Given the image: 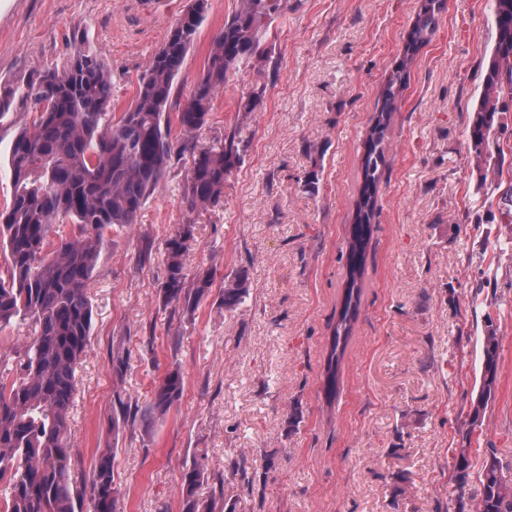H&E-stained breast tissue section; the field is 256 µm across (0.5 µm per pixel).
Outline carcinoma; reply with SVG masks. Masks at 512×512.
<instances>
[{
	"label": "carcinoma",
	"mask_w": 512,
	"mask_h": 512,
	"mask_svg": "<svg viewBox=\"0 0 512 512\" xmlns=\"http://www.w3.org/2000/svg\"><path fill=\"white\" fill-rule=\"evenodd\" d=\"M287 0H238L213 38L203 71L188 95L175 93V80L209 9V0H191L184 15L191 23L172 27L148 61L134 97L112 116V70L78 32L60 65L37 75L0 81V123L20 113L8 155L13 191L0 211V327L34 326V336L15 354L0 353V512H114L120 494L113 453L103 449L93 469L77 479L68 448L77 365L89 345L93 311L88 282L108 228L137 223L146 200L164 177L173 154L189 155L183 185L189 212L218 205L224 181L242 162L236 134L220 146L198 147L194 134L208 123L214 100L244 63L257 72L270 57L266 34ZM496 38L485 65L484 88L473 108L469 141L476 157L490 161V140L502 115L512 112V0H493ZM444 0H422L403 57L391 71L364 144L362 184L355 203L346 265L348 279L325 363L326 394L336 397L337 376L362 293L365 254L377 195L387 171L385 155L392 114L407 86L413 58L430 40ZM265 86L241 97L240 109L254 112ZM179 135L171 137V122ZM74 224L77 231L60 228ZM194 240L193 225L181 224L165 241L163 300L183 303L193 313L213 284L204 273L194 290L186 287L184 256ZM250 295L248 274L224 278V309L235 310ZM480 390L470 419L459 430L452 481L455 512H512V482L498 474L500 460L489 451L479 475L480 489L466 495L470 444L498 376V338L486 331ZM14 380H9L10 376ZM179 370L158 381L144 421L165 417L182 396ZM208 478L195 461L182 473L183 512H212L197 490Z\"/></svg>",
	"instance_id": "obj_1"
}]
</instances>
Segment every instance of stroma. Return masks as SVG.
Listing matches in <instances>:
<instances>
[{"mask_svg":"<svg viewBox=\"0 0 512 512\" xmlns=\"http://www.w3.org/2000/svg\"><path fill=\"white\" fill-rule=\"evenodd\" d=\"M189 0H0V78L59 63L72 31L112 69V112ZM237 0H210L177 78L188 93ZM421 0H288L266 38V90L242 66L217 96L198 144L235 133L243 155L222 202L188 213L191 159L172 160L137 218L108 229L88 285L90 344L77 369L69 448L76 472L112 449L114 512H182L181 475L204 459L201 499L224 512H448L463 421L475 401L482 339L494 329L499 375L472 437L512 465V112L496 131L506 162L482 181L468 130L495 41L491 0H446L414 58L391 121L364 290L335 403L326 348L346 282V242L364 140ZM318 172L317 186L307 184ZM192 223L189 278L213 285L193 314L165 303V242ZM247 272L250 297L225 310V276ZM126 359L122 372L112 355ZM179 370L183 394L152 427L151 391ZM300 411L289 426L292 411ZM121 417L113 430V417Z\"/></svg>","mask_w":512,"mask_h":512,"instance_id":"obj_1","label":"stroma"}]
</instances>
